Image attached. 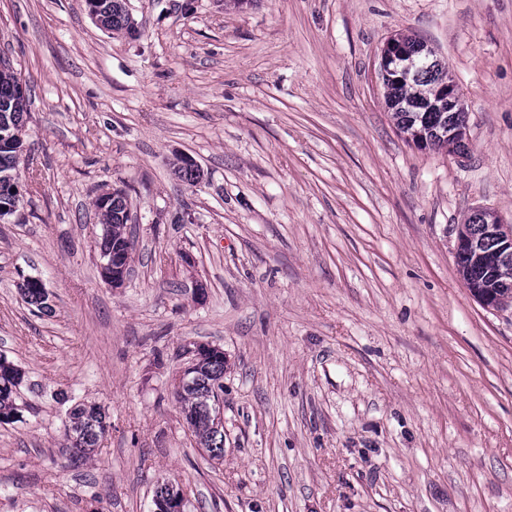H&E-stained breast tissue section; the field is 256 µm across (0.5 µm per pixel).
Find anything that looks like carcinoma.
I'll use <instances>...</instances> for the list:
<instances>
[{
  "instance_id": "1",
  "label": "carcinoma",
  "mask_w": 512,
  "mask_h": 512,
  "mask_svg": "<svg viewBox=\"0 0 512 512\" xmlns=\"http://www.w3.org/2000/svg\"><path fill=\"white\" fill-rule=\"evenodd\" d=\"M90 13L97 14L101 27L108 31L132 33L134 22L124 7V0H87ZM391 41L402 47L406 57L397 62L393 59L382 63L384 83L389 93L387 103L397 119L400 130L410 136L419 147L446 148L448 152L464 155L467 152L465 137L448 142V126L466 129V112L448 111L443 90L454 85L448 77V67L424 42L397 35ZM20 74L10 61L0 58V187L18 181L16 144L26 136L27 119L30 118V94L21 92ZM175 174L194 186L201 180L200 170L190 167L187 158L181 157L175 165ZM101 216L103 234L100 255L109 259L112 252H120L130 260L131 243L126 236L129 222L127 200L123 193H103L95 200ZM486 225L476 214L470 215L459 234L483 241L481 255L467 252L456 255L458 273L468 285L475 287V296L512 298V274L499 262L500 244L486 236ZM18 289L23 299L40 311H48L46 289L36 283L22 281ZM184 374L189 381L177 393L188 429L195 435L201 447L208 449L210 458L224 457V434L213 433L212 421L203 398L212 394L217 399L224 393V354L203 351L196 355L194 363ZM24 381V372L6 357L0 355V423L16 419L18 407L15 395ZM71 447L82 456L89 455L98 447L105 432L106 416L94 403H76L70 408Z\"/></svg>"
}]
</instances>
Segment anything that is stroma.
<instances>
[{
	"label": "stroma",
	"mask_w": 512,
	"mask_h": 512,
	"mask_svg": "<svg viewBox=\"0 0 512 512\" xmlns=\"http://www.w3.org/2000/svg\"><path fill=\"white\" fill-rule=\"evenodd\" d=\"M0 0L32 98L23 203L0 219V512H512V303L483 307L459 224L512 223V0ZM446 64L465 156L418 149L386 103L393 35ZM203 173L179 179L175 157ZM125 193L131 270L100 273L95 199ZM40 278L51 310L21 298ZM224 351V458L174 385ZM101 405L93 455L66 437ZM98 2V3H94ZM91 16L96 13L100 24H96L104 30L123 31L131 34L134 22L124 7L123 0H87ZM24 381V372L0 355V423L13 422L18 413L15 395Z\"/></svg>",
	"instance_id": "obj_1"
}]
</instances>
